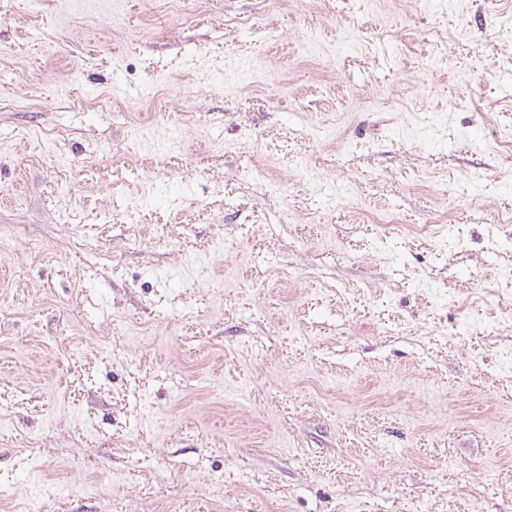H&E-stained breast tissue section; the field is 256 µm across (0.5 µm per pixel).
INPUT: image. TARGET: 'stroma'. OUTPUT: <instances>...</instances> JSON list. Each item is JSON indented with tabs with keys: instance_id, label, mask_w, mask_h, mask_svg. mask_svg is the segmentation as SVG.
Listing matches in <instances>:
<instances>
[{
	"instance_id": "obj_1",
	"label": "stroma",
	"mask_w": 512,
	"mask_h": 512,
	"mask_svg": "<svg viewBox=\"0 0 512 512\" xmlns=\"http://www.w3.org/2000/svg\"><path fill=\"white\" fill-rule=\"evenodd\" d=\"M512 512V0H0V512Z\"/></svg>"
}]
</instances>
